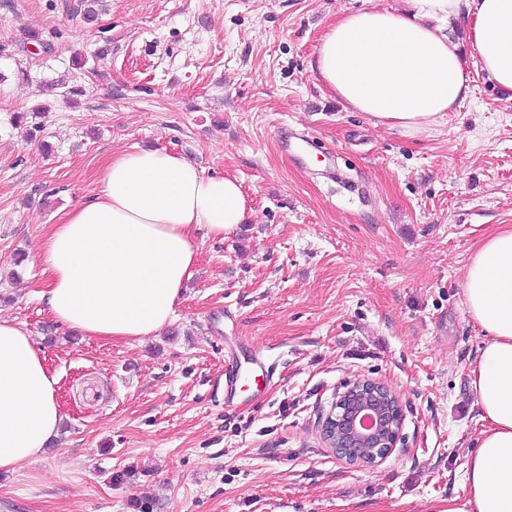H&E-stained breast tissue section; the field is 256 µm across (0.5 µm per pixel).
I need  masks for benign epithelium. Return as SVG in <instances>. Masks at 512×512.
Masks as SVG:
<instances>
[{
	"mask_svg": "<svg viewBox=\"0 0 512 512\" xmlns=\"http://www.w3.org/2000/svg\"><path fill=\"white\" fill-rule=\"evenodd\" d=\"M328 447L348 462L377 465L395 450L402 429L396 394L370 378L356 380L331 404Z\"/></svg>",
	"mask_w": 512,
	"mask_h": 512,
	"instance_id": "benign-epithelium-1",
	"label": "benign epithelium"
}]
</instances>
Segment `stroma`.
Segmentation results:
<instances>
[{
	"label": "stroma",
	"mask_w": 512,
	"mask_h": 512,
	"mask_svg": "<svg viewBox=\"0 0 512 512\" xmlns=\"http://www.w3.org/2000/svg\"><path fill=\"white\" fill-rule=\"evenodd\" d=\"M0 0V315L43 343L66 419L46 454L0 472V512H444L482 425L470 372L484 341L463 274L512 225V93L473 69L429 131L374 125L310 69L342 13L406 0ZM42 32L53 54L25 50ZM110 52L91 75L75 54ZM74 101L39 92L59 79ZM48 112L36 139L17 113ZM133 148L237 177L251 223L198 229L175 322L139 342L56 323L38 294L53 225ZM273 377L224 406L238 341ZM359 377L399 397L383 463L328 448L321 420ZM127 472L126 481L111 474Z\"/></svg>",
	"instance_id": "stroma-1"
}]
</instances>
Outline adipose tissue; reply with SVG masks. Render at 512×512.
<instances>
[{
	"instance_id": "adipose-tissue-1",
	"label": "adipose tissue",
	"mask_w": 512,
	"mask_h": 512,
	"mask_svg": "<svg viewBox=\"0 0 512 512\" xmlns=\"http://www.w3.org/2000/svg\"><path fill=\"white\" fill-rule=\"evenodd\" d=\"M396 13L341 15L311 63L315 77L374 124L416 134L468 98L472 75L450 20L464 19L481 69L512 92V0H412ZM237 178L204 176L161 149L113 154L99 192L55 225L39 252L51 316L109 341L159 333L177 317L198 254L196 228L220 237L249 223ZM467 308L485 334L471 371L483 430L447 512H512V226L481 241L467 266ZM59 377L29 331L0 316V472L44 453L64 419Z\"/></svg>"
}]
</instances>
